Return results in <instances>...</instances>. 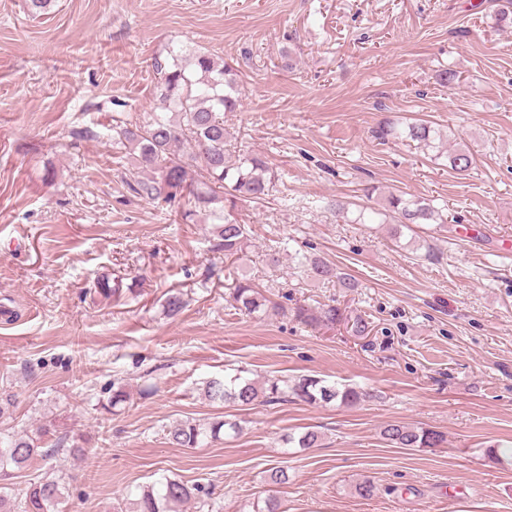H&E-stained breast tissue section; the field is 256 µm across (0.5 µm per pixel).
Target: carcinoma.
Wrapping results in <instances>:
<instances>
[{
    "mask_svg": "<svg viewBox=\"0 0 512 512\" xmlns=\"http://www.w3.org/2000/svg\"><path fill=\"white\" fill-rule=\"evenodd\" d=\"M162 86L159 111L135 125L117 124L112 127V143L132 151L143 177L127 183L130 192L153 202L170 203L187 198L190 207L180 211L185 224L197 223L204 216L214 224L212 250L224 253L226 260H239L250 243L248 226L233 218L239 199L265 200L272 195L276 174L260 156L237 151L235 136L224 125V113L235 110L238 85L233 68L206 52L194 51L189 57L170 52V58L154 63ZM383 140H411L431 147L441 139L438 128L428 122H414L400 126L386 122L377 131ZM452 169L468 172L472 155L456 150L448 155ZM362 224H444L446 219L422 197L390 193L383 197L379 207H370L359 215ZM297 269L311 280L336 279L337 287L352 291L359 282L351 274L338 272L325 260L310 254L295 255ZM229 295L234 308L252 316H261L279 310L278 304L238 267L228 270ZM293 317L304 325L333 327L348 318L340 308L330 304L299 305ZM352 320L351 330L356 336L370 332L369 323L360 316ZM205 397L212 403L233 404L240 407L258 403L277 404L300 401L308 405L340 403L353 406L367 398L355 387H339L321 378L301 376L290 380L269 375L255 381L237 374L232 377L215 376L205 382ZM237 433L240 426L224 419L207 424L180 421L167 428L171 444L196 448L220 439L229 432ZM56 433L51 420L31 431L11 432L0 427V471L12 467L21 470L38 457H53L64 451V443L71 442L69 452L82 448L83 436L58 439L51 449L44 448L45 440ZM382 436L397 448H438L444 435L436 430L402 423H387ZM321 434L307 430L298 436L288 435L284 444L299 448L319 446ZM62 477H44L30 483L23 501L16 503L0 494V512H53L61 497ZM210 490L200 485H188L180 480L166 478L144 487L132 502L129 512H174L172 505L189 502Z\"/></svg>",
    "mask_w": 512,
    "mask_h": 512,
    "instance_id": "1",
    "label": "carcinoma"
}]
</instances>
